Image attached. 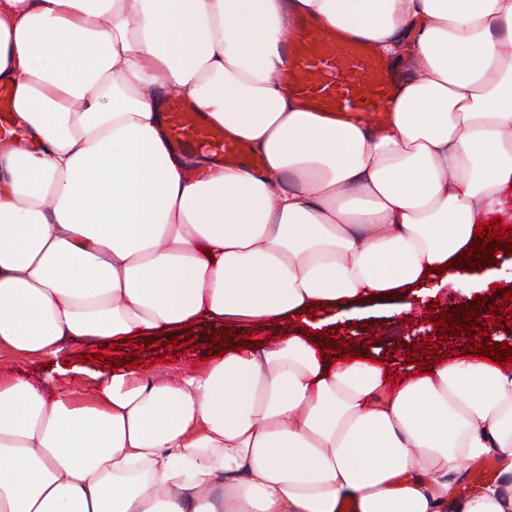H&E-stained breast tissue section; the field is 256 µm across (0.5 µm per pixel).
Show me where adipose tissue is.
Instances as JSON below:
<instances>
[{"instance_id": "adipose-tissue-1", "label": "adipose tissue", "mask_w": 512, "mask_h": 512, "mask_svg": "<svg viewBox=\"0 0 512 512\" xmlns=\"http://www.w3.org/2000/svg\"><path fill=\"white\" fill-rule=\"evenodd\" d=\"M408 60L390 124L306 111L278 78L296 18ZM0 349L59 358L197 321L308 319L442 282L512 192V0H0ZM170 97L264 157L177 154ZM290 333L177 382L132 368L92 396L0 376V512H512V374L458 356L330 363ZM492 455L501 481L455 495Z\"/></svg>"}]
</instances>
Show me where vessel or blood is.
<instances>
[{
    "label": "vessel or blood",
    "mask_w": 512,
    "mask_h": 512,
    "mask_svg": "<svg viewBox=\"0 0 512 512\" xmlns=\"http://www.w3.org/2000/svg\"><path fill=\"white\" fill-rule=\"evenodd\" d=\"M285 55L288 67L280 80L306 110L339 123L372 128L388 123L395 77L371 41L340 30H319L302 18L286 42ZM160 119L177 152H203L219 163L251 170L262 166L258 151L211 124L188 101L166 100Z\"/></svg>",
    "instance_id": "b4317fda"
}]
</instances>
